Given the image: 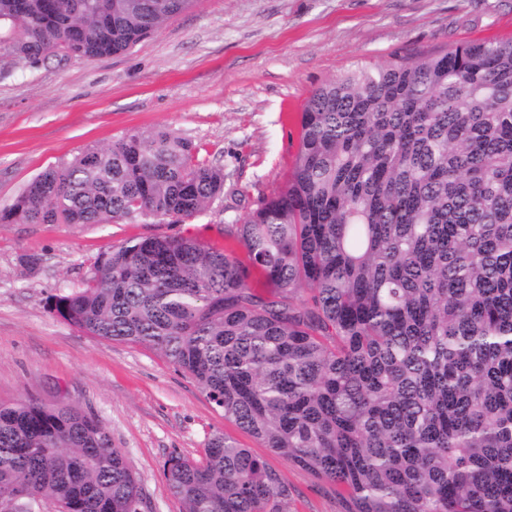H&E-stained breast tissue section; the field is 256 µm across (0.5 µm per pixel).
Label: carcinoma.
<instances>
[{
    "instance_id": "obj_1",
    "label": "carcinoma",
    "mask_w": 512,
    "mask_h": 512,
    "mask_svg": "<svg viewBox=\"0 0 512 512\" xmlns=\"http://www.w3.org/2000/svg\"><path fill=\"white\" fill-rule=\"evenodd\" d=\"M198 0H0V51L35 67L124 53ZM224 167L167 129L35 176L0 224L191 218ZM113 245L50 310L141 344L224 418L343 489L346 512H512V40L350 70L300 113L288 185L224 228ZM258 271L270 286L250 285ZM182 512H289L276 470L215 433L170 456ZM144 512L80 407L0 402V512Z\"/></svg>"
}]
</instances>
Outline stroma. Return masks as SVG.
<instances>
[{"label": "stroma", "instance_id": "35a3bbf8", "mask_svg": "<svg viewBox=\"0 0 512 512\" xmlns=\"http://www.w3.org/2000/svg\"><path fill=\"white\" fill-rule=\"evenodd\" d=\"M512 38V0H198L130 51L37 67L0 54V201L44 169L131 130L167 128L224 167V194L174 222L0 224V402L62 400L95 415L131 464L146 512H181L170 455L217 432L263 457L291 512H345L336 486L271 453L159 352L82 333L50 296L84 287L107 247L156 236L236 249L225 235L292 173L311 92L349 70ZM39 257L37 268L21 261Z\"/></svg>", "mask_w": 512, "mask_h": 512}]
</instances>
